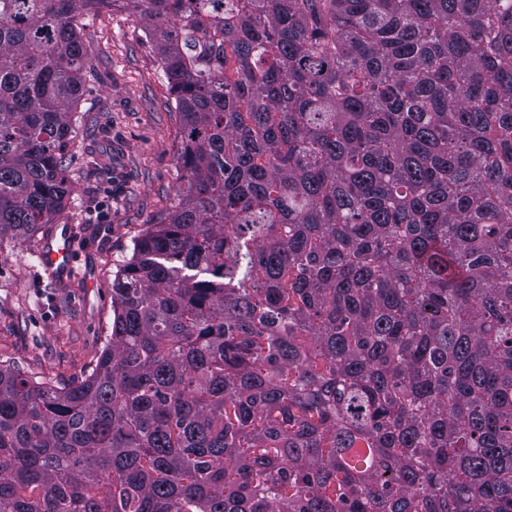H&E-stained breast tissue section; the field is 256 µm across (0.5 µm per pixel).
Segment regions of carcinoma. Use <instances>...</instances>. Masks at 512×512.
Returning a JSON list of instances; mask_svg holds the SVG:
<instances>
[{
	"mask_svg": "<svg viewBox=\"0 0 512 512\" xmlns=\"http://www.w3.org/2000/svg\"><path fill=\"white\" fill-rule=\"evenodd\" d=\"M148 26L178 205L80 382L0 366V512H512V0H0V236Z\"/></svg>",
	"mask_w": 512,
	"mask_h": 512,
	"instance_id": "carcinoma-1",
	"label": "carcinoma"
}]
</instances>
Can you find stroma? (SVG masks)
Wrapping results in <instances>:
<instances>
[{
    "label": "stroma",
    "instance_id": "35a3bbf8",
    "mask_svg": "<svg viewBox=\"0 0 512 512\" xmlns=\"http://www.w3.org/2000/svg\"><path fill=\"white\" fill-rule=\"evenodd\" d=\"M87 79L72 114L69 197L27 243L0 237V363L50 386L84 378L112 330V279L134 240L177 202L182 171L175 100L135 15L103 9L77 19ZM111 159V175L92 164ZM68 231L74 270L42 268L37 249Z\"/></svg>",
    "mask_w": 512,
    "mask_h": 512
}]
</instances>
